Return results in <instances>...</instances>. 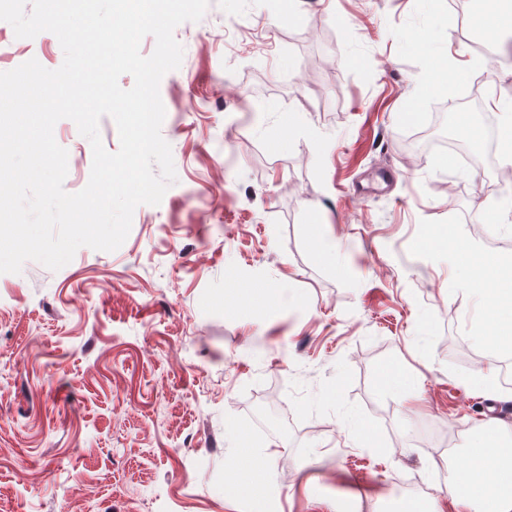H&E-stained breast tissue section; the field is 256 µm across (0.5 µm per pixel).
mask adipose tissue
Segmentation results:
<instances>
[{"label":"adipose tissue","mask_w":512,"mask_h":512,"mask_svg":"<svg viewBox=\"0 0 512 512\" xmlns=\"http://www.w3.org/2000/svg\"><path fill=\"white\" fill-rule=\"evenodd\" d=\"M467 285L477 287L488 309L486 320L479 323L481 337L512 347V262L496 257L473 262L467 271ZM238 451L227 462L229 480L224 493L229 497L248 496L263 501L268 471L264 458L258 456L244 430H237ZM496 439L478 432L470 444L465 463L459 465L448 483L449 492L467 487L464 503L470 512H512V462L502 459Z\"/></svg>","instance_id":"adipose-tissue-1"}]
</instances>
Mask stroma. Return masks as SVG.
<instances>
[{
  "label": "stroma",
  "mask_w": 512,
  "mask_h": 512,
  "mask_svg": "<svg viewBox=\"0 0 512 512\" xmlns=\"http://www.w3.org/2000/svg\"><path fill=\"white\" fill-rule=\"evenodd\" d=\"M492 7L211 0L176 27L182 63L160 83L176 183L117 250L0 274V512H255L224 496L239 428L269 455L276 512H410L395 476L428 475L452 439L467 454L479 422L512 424V351L475 342L473 298L417 245L461 225L512 258V166L402 146L436 104L471 97L448 124L474 130L512 99V35L473 22ZM460 49L464 77L430 80ZM32 58L60 67L57 37L0 21V72ZM54 137L78 192L91 145L69 119ZM313 224L334 259L316 256ZM237 282L281 300L239 311ZM389 367L414 397L379 388Z\"/></svg>",
  "instance_id": "35a3bbf8"
}]
</instances>
